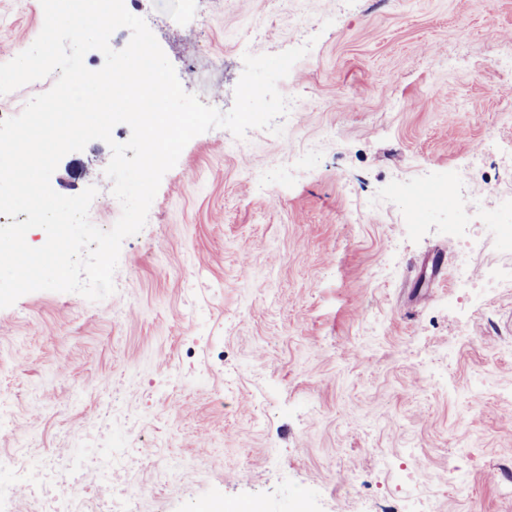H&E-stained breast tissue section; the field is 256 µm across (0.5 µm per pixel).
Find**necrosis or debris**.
<instances>
[{"label": "necrosis or debris", "instance_id": "4bbe7bcc", "mask_svg": "<svg viewBox=\"0 0 512 512\" xmlns=\"http://www.w3.org/2000/svg\"><path fill=\"white\" fill-rule=\"evenodd\" d=\"M111 409L64 448L28 456L0 454V512H140L137 496L114 492L112 478L141 460L128 438L114 439Z\"/></svg>", "mask_w": 512, "mask_h": 512}]
</instances>
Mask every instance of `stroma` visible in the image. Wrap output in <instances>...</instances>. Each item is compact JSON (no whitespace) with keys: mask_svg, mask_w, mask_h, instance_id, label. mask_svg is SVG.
Segmentation results:
<instances>
[{"mask_svg":"<svg viewBox=\"0 0 512 512\" xmlns=\"http://www.w3.org/2000/svg\"><path fill=\"white\" fill-rule=\"evenodd\" d=\"M180 83L234 104L238 36L255 54L309 52L278 83L303 103L277 136L202 133L162 178L98 302L36 291L0 309V451L41 454L90 427L103 403L135 416L142 466L119 478L141 512H512V288L429 286L426 258L455 255L468 215L426 209L415 184L483 172L512 186V0H127ZM44 22L40 0H0V64ZM494 29L496 39L485 36ZM482 148L480 166L471 154ZM100 140L65 155L53 189L94 186L115 224ZM219 336L224 364L183 344ZM170 380L157 390L161 380ZM420 460L407 473L383 466ZM185 460L161 476L162 456ZM456 466L463 480L449 486Z\"/></svg>","mask_w":512,"mask_h":512,"instance_id":"stroma-1","label":"stroma"}]
</instances>
